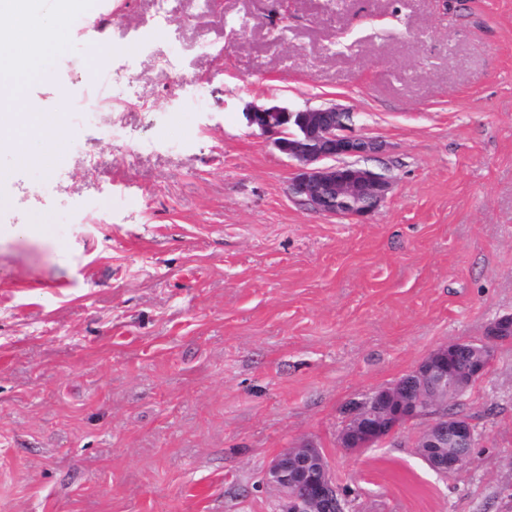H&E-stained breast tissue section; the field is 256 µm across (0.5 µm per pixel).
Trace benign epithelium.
Here are the masks:
<instances>
[{"label":"benign epithelium","mask_w":512,"mask_h":512,"mask_svg":"<svg viewBox=\"0 0 512 512\" xmlns=\"http://www.w3.org/2000/svg\"><path fill=\"white\" fill-rule=\"evenodd\" d=\"M244 117L248 126L277 136L278 148L298 163L290 196L319 213L363 218L391 189L389 177L358 163L376 143L353 131L352 113L344 108L251 106ZM511 338L512 314L503 315L489 325L483 341L439 347L391 386L351 401L344 410L341 446L371 448L405 424L429 417L419 440L422 458L435 471L458 470L464 449L475 447L476 430L468 417L448 412V397L464 394L483 378L494 361L496 344ZM266 480L284 497V512H345V498L314 445L278 455L266 470Z\"/></svg>","instance_id":"1"}]
</instances>
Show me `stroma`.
I'll use <instances>...</instances> for the list:
<instances>
[{"label":"stroma","mask_w":512,"mask_h":512,"mask_svg":"<svg viewBox=\"0 0 512 512\" xmlns=\"http://www.w3.org/2000/svg\"><path fill=\"white\" fill-rule=\"evenodd\" d=\"M70 31L23 92L56 155L0 152V512H282L265 473L304 443L347 512H512V341L448 403L462 468L417 454L424 419L339 441L350 400L512 314V0H90ZM334 103L392 182L364 218L292 199L243 116Z\"/></svg>","instance_id":"35a3bbf8"}]
</instances>
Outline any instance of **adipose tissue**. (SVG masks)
Here are the masks:
<instances>
[{
    "instance_id": "obj_1",
    "label": "adipose tissue",
    "mask_w": 512,
    "mask_h": 512,
    "mask_svg": "<svg viewBox=\"0 0 512 512\" xmlns=\"http://www.w3.org/2000/svg\"><path fill=\"white\" fill-rule=\"evenodd\" d=\"M77 0H56L53 15L44 28L30 24L40 8V0H0V54L9 66L0 67V149L28 154L32 142H40L42 151H50L63 130L60 116L39 110L25 102L15 81L14 70L42 56L40 33L49 31L61 41L69 29V14Z\"/></svg>"
}]
</instances>
